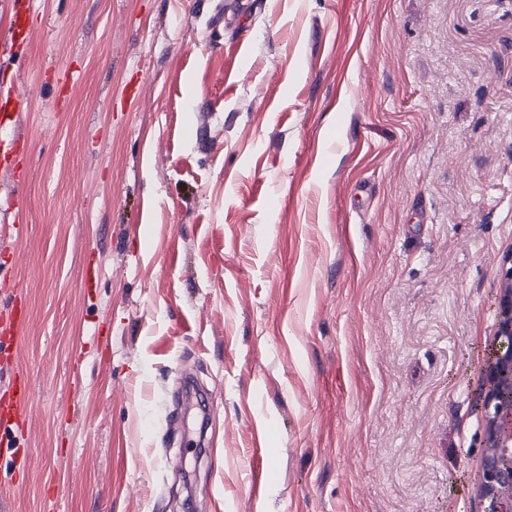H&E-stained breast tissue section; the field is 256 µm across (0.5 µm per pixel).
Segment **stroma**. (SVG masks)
I'll return each instance as SVG.
<instances>
[{"instance_id":"1","label":"stroma","mask_w":512,"mask_h":512,"mask_svg":"<svg viewBox=\"0 0 512 512\" xmlns=\"http://www.w3.org/2000/svg\"><path fill=\"white\" fill-rule=\"evenodd\" d=\"M14 89L0 512H484L512 0H0ZM22 106L23 95L18 92L12 107H1L0 109V146L6 142L9 145L8 155L4 159L0 156V166L2 164L13 171L14 177L18 180L17 186H21V182L24 180L29 159V148L25 139L14 136L6 141L5 135L14 130L17 114ZM13 309L10 315L1 321L0 324V356L4 351L5 342L3 336H9L8 345L15 344L22 337L27 324V308L20 296L12 299ZM30 386L23 373L15 374L12 389L0 396V446L5 442L8 448H17L29 413Z\"/></svg>"}]
</instances>
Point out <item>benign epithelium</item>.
I'll return each instance as SVG.
<instances>
[{
	"label": "benign epithelium",
	"mask_w": 512,
	"mask_h": 512,
	"mask_svg": "<svg viewBox=\"0 0 512 512\" xmlns=\"http://www.w3.org/2000/svg\"><path fill=\"white\" fill-rule=\"evenodd\" d=\"M498 300L495 350L486 370L480 409L486 421L482 465L475 476L485 512H512V267Z\"/></svg>",
	"instance_id": "obj_1"
}]
</instances>
